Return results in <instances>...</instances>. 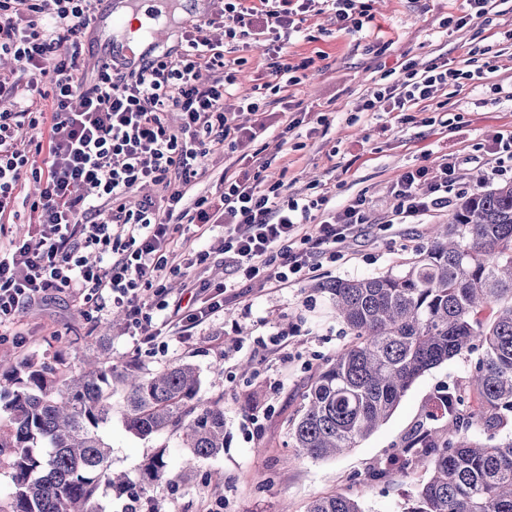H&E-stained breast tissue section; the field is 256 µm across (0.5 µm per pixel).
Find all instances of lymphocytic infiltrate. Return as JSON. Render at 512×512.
<instances>
[{
  "mask_svg": "<svg viewBox=\"0 0 512 512\" xmlns=\"http://www.w3.org/2000/svg\"><path fill=\"white\" fill-rule=\"evenodd\" d=\"M97 0H0V55L11 56L30 79L26 94L0 76V96L19 97L15 111L0 113V235L19 219L15 205L26 184L37 191L29 210L37 217L39 249L11 242L0 253V330L28 307L65 294L79 314L96 322L106 308L125 312L129 335L154 349L223 311L234 283L255 280L288 284L318 267L321 259L354 239L366 217L363 200L341 213L310 223L327 211L324 195L294 198L283 181L264 182L250 173L223 177L214 195L187 199L186 187L202 177L210 152L237 151L253 141L256 129L231 125L224 95L235 78L223 45L209 28L220 25L227 38L290 41L300 32L312 0H227L223 19L203 20L185 31L182 53H162L140 75H112L99 69L91 85L74 84L81 38ZM490 65L483 51L468 52L464 68L445 64L409 71L398 84L377 88L368 112H407L432 100L451 84L479 86ZM214 77L202 81L203 71ZM49 86L50 109L37 95ZM179 124H172V117ZM46 127L33 152L17 147L27 129ZM459 158L437 170L420 166L405 172L393 188L398 223L447 209L455 192ZM153 184L160 202L137 201L133 190ZM183 225L199 234L220 232L233 281L199 284L188 303L168 300L160 282L167 275L207 261L206 253L177 252L169 244ZM99 257L88 264L87 254ZM163 312V330L152 327Z\"/></svg>",
  "mask_w": 512,
  "mask_h": 512,
  "instance_id": "obj_1",
  "label": "lymphocytic infiltrate"
}]
</instances>
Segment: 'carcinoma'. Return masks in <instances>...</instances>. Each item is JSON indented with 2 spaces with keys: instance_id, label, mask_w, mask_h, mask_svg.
Masks as SVG:
<instances>
[{
  "instance_id": "carcinoma-1",
  "label": "carcinoma",
  "mask_w": 512,
  "mask_h": 512,
  "mask_svg": "<svg viewBox=\"0 0 512 512\" xmlns=\"http://www.w3.org/2000/svg\"><path fill=\"white\" fill-rule=\"evenodd\" d=\"M325 289L353 341L311 386L289 432L293 447L315 459L356 447L415 379L479 346L466 386L448 388L438 404L452 431L420 429L394 463L428 472L407 512H512V438L495 441L512 415V182L459 202L405 272L337 279ZM115 362L96 352L73 373L31 360L10 366L14 389L0 392V448L12 454L11 512H106L105 497L129 493L104 438L119 389L129 432L182 433L183 469L224 450V407L202 399L195 366L119 372ZM168 476L161 449L142 466L141 481ZM307 512L363 510L356 498L335 493L313 500Z\"/></svg>"
}]
</instances>
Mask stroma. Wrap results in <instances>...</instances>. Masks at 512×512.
Listing matches in <instances>:
<instances>
[{
	"label": "stroma",
	"instance_id": "35a3bbf8",
	"mask_svg": "<svg viewBox=\"0 0 512 512\" xmlns=\"http://www.w3.org/2000/svg\"><path fill=\"white\" fill-rule=\"evenodd\" d=\"M369 17L361 31L337 30L329 9L311 7L300 33L286 49L302 65L300 84L277 92L268 89L271 54L243 42H225L226 58L238 59L235 83L224 97V111L237 124L265 123L267 130L242 153L215 150L204 161L205 174L189 196L215 192L224 174L247 168V156L270 160L264 179L284 180L287 193L304 198L319 193L329 209L364 199L368 222L348 250L288 287L240 283L226 297L224 310L157 352L138 345L126 330V316L104 310L87 323L67 298L25 309L15 320L20 341L0 342V357L77 367L73 350L92 353L104 347L124 363L143 371L188 362L200 373L203 398L224 405V451L201 460L188 478H180L185 450L182 435L165 432L146 439L123 424L121 395H114L112 467L139 486L154 512H307L318 497L347 493L364 512H405L424 483V469H399L391 461L420 427H440L438 400L448 385L465 384L475 357L453 358L420 376L390 418L357 448L333 459H312L293 448L289 438L305 395L317 373L348 345L351 336L337 319L323 283L394 274L427 250L436 225L447 213H430L406 224L389 225L392 189L408 170L438 167L460 157L457 172L465 194L482 186L494 134L512 131V99L489 103L491 86L512 88V43L500 37L512 26V0H494L487 18L452 26L461 0H364ZM481 48L492 69L485 86L438 89L427 110L410 120L397 114L366 112L362 105L377 85L402 80L406 66L417 70L440 63L462 65L471 48ZM266 86L265 105L257 113L240 111L244 96ZM299 118L287 129V117ZM205 250L209 259L190 276L168 275L171 296L182 293L186 279L217 284L230 278L218 233L184 239ZM258 423H251V416ZM165 450L171 468L167 481L142 485L141 466Z\"/></svg>",
	"mask_w": 512,
	"mask_h": 512
}]
</instances>
